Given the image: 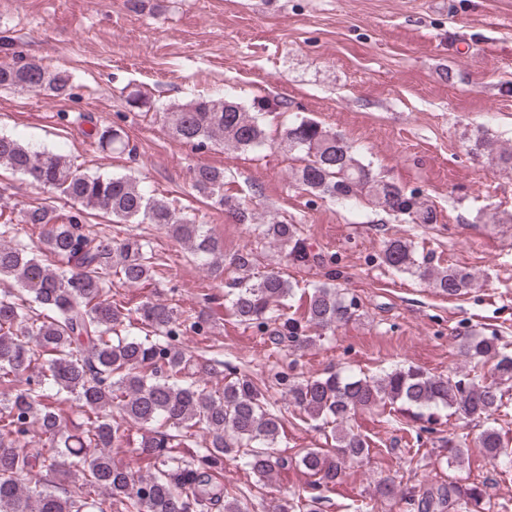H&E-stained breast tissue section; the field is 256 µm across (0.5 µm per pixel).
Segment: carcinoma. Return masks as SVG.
I'll return each mask as SVG.
<instances>
[{"instance_id":"obj_1","label":"carcinoma","mask_w":512,"mask_h":512,"mask_svg":"<svg viewBox=\"0 0 512 512\" xmlns=\"http://www.w3.org/2000/svg\"><path fill=\"white\" fill-rule=\"evenodd\" d=\"M31 90L53 98L72 95V75L38 61H0V90ZM128 107L149 112L146 92L132 89ZM269 100L251 107L236 101L200 96L167 112L179 141L203 146L221 142L235 150L268 145L264 115ZM99 147L124 150L123 129L93 126L88 132ZM282 151L299 154L292 179L321 199L348 202L366 198L406 224H435V209L356 157L353 146L336 131L302 118L286 127ZM472 151L512 168V148L483 133ZM26 174L32 182L72 202L59 218L42 204L23 209L21 222L38 231V242L16 239L12 224H0V281L18 292L0 294V512H249L240 496L224 486V458L231 456L263 481L288 465L271 451L284 428L281 416L246 374L231 370L224 386L208 388L216 371L203 356L183 345L182 337L206 335L204 320L150 299L136 308L116 299L114 282L131 286L154 281L163 257L143 235L114 240L85 232V215L100 210L124 224H158L192 260L214 277L240 273L230 309L237 321L263 329L279 320L275 307L294 295V285L277 271L254 279L252 252L224 254L218 238L173 204L148 196L130 175H89L71 158L38 152L19 139L0 134V167ZM192 188L215 200L241 224L249 212L224 193V170L198 166ZM263 237L288 248V261L307 264L313 257L297 224L274 220ZM383 262L398 273L420 278L440 294L457 297L477 284L476 276L450 265L434 266L404 237L385 242ZM357 305L334 283L311 287L304 318L283 322L281 335L296 348L312 343L306 325L324 329L356 317ZM471 360L497 358L495 378L474 374L452 381L418 368H400L381 376L332 373L323 378H281L294 410L331 428L332 449L308 448L299 464L312 477L313 489L339 483L349 459L369 453L358 434L344 426L352 411L388 401L412 408H446L473 419H489L503 407L500 382L512 380V353L500 351L492 338L474 336L461 346ZM56 393L76 403L82 421L69 430L54 405ZM144 429L135 453L152 463L142 475L112 459V449L131 445L128 425ZM38 429V442L30 433ZM203 437L204 446L196 447ZM493 462H512L499 430L483 431L479 440ZM60 476L70 487L31 483L34 470ZM485 490L450 481L409 502L415 512H482Z\"/></svg>"}]
</instances>
